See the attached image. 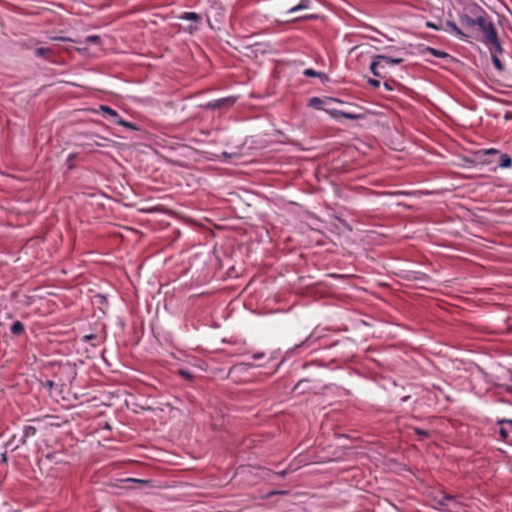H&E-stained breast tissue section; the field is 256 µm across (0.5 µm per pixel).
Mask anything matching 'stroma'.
<instances>
[{
	"mask_svg": "<svg viewBox=\"0 0 512 512\" xmlns=\"http://www.w3.org/2000/svg\"><path fill=\"white\" fill-rule=\"evenodd\" d=\"M0 512H512V0H0Z\"/></svg>",
	"mask_w": 512,
	"mask_h": 512,
	"instance_id": "35a3bbf8",
	"label": "stroma"
}]
</instances>
